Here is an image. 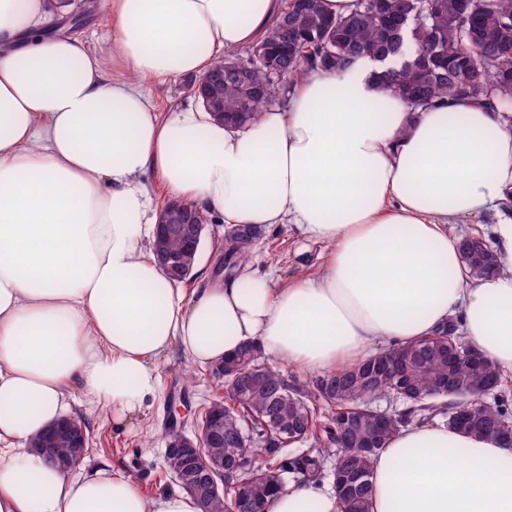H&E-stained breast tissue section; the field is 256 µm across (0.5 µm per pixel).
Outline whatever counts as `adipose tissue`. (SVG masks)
Wrapping results in <instances>:
<instances>
[{"label":"adipose tissue","instance_id":"ef3b65f1","mask_svg":"<svg viewBox=\"0 0 512 512\" xmlns=\"http://www.w3.org/2000/svg\"><path fill=\"white\" fill-rule=\"evenodd\" d=\"M280 0H104L106 53L49 32L55 0H0V512H198L107 466L70 475L28 444L78 398L116 424L162 395L181 344L207 366L257 343L313 374L461 322L512 372V128L463 100L408 111L369 59L304 76L288 109L231 126L189 103L163 114L142 81L201 75L252 44ZM218 224L288 226L326 245L321 273L202 268L185 292L153 254L145 177ZM494 214L503 269L471 278L458 220ZM370 512H512V445L401 428L372 463ZM267 512H339L330 484Z\"/></svg>","mask_w":512,"mask_h":512}]
</instances>
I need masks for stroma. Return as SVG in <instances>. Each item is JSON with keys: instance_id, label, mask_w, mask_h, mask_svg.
I'll return each mask as SVG.
<instances>
[{"instance_id": "1", "label": "stroma", "mask_w": 512, "mask_h": 512, "mask_svg": "<svg viewBox=\"0 0 512 512\" xmlns=\"http://www.w3.org/2000/svg\"><path fill=\"white\" fill-rule=\"evenodd\" d=\"M249 260L263 269H273L277 285L283 286L301 276L320 273L326 260L325 246L273 227L255 239ZM164 397L128 424H113L107 412L94 405L78 410L91 437V448L83 461L93 467L102 463L131 472L145 495L173 490L164 471V430L169 426L170 406H188L198 411L216 393V380L209 368L192 364L180 347L159 363Z\"/></svg>"}]
</instances>
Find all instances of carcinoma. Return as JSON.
I'll use <instances>...</instances> for the list:
<instances>
[{
    "label": "carcinoma",
    "instance_id": "obj_1",
    "mask_svg": "<svg viewBox=\"0 0 512 512\" xmlns=\"http://www.w3.org/2000/svg\"><path fill=\"white\" fill-rule=\"evenodd\" d=\"M257 47L266 64L224 77L216 93L215 106L229 124L257 119L263 106L311 71H341L364 58L401 60L384 74V85L410 112L459 97L512 123V0H356L346 16L329 14L323 0H286L247 55ZM165 246L189 278L200 251H186L178 236ZM461 251L474 278L499 269L480 235L463 239ZM235 358L246 391L217 379V394L199 420L218 418L224 440L206 452L224 459L228 470L224 492L208 512H265L289 484L321 477L334 455L342 456V477L333 480L341 512H369L372 460L407 425L443 424L512 440L508 385L455 324L302 384L289 381L257 344L244 345ZM475 364L491 383L492 404L467 392ZM378 395L396 396L405 408L389 414L380 444L370 448L377 427L368 400ZM297 444L307 448L290 450ZM243 447L247 462L241 461Z\"/></svg>",
    "mask_w": 512,
    "mask_h": 512
}]
</instances>
